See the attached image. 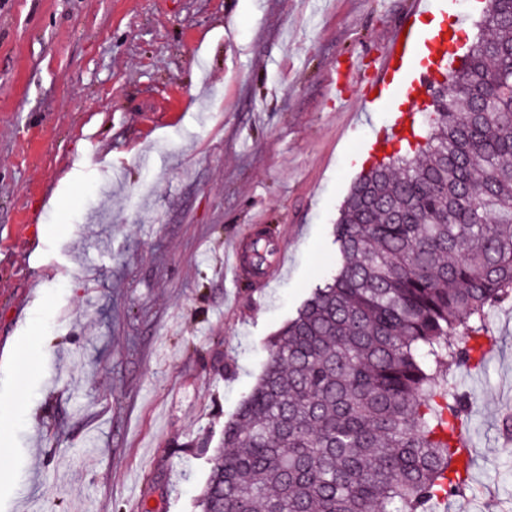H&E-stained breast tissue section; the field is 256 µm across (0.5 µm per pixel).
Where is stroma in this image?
I'll use <instances>...</instances> for the list:
<instances>
[{
    "label": "stroma",
    "mask_w": 512,
    "mask_h": 512,
    "mask_svg": "<svg viewBox=\"0 0 512 512\" xmlns=\"http://www.w3.org/2000/svg\"><path fill=\"white\" fill-rule=\"evenodd\" d=\"M485 0H448L467 54ZM412 0H0V512H199L265 343L335 269ZM285 248L224 275L241 229ZM43 252L29 251V242ZM456 387L465 495L512 512V304Z\"/></svg>",
    "instance_id": "1"
}]
</instances>
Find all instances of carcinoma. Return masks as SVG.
I'll list each match as a JSON object with an SVG mask.
<instances>
[{
	"instance_id": "cac0c4a2",
	"label": "carcinoma",
	"mask_w": 512,
	"mask_h": 512,
	"mask_svg": "<svg viewBox=\"0 0 512 512\" xmlns=\"http://www.w3.org/2000/svg\"><path fill=\"white\" fill-rule=\"evenodd\" d=\"M480 27L416 142L344 199L336 272L266 345L200 512H433L466 491L455 370L512 301V9Z\"/></svg>"
}]
</instances>
